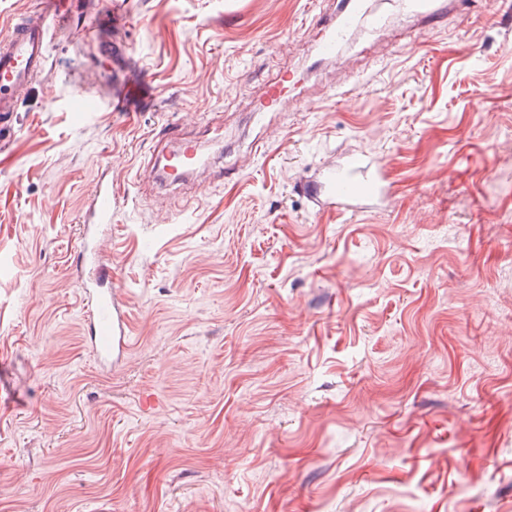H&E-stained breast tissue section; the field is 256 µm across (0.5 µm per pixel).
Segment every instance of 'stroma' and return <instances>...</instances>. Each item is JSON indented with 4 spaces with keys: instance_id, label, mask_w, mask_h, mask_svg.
Returning <instances> with one entry per match:
<instances>
[{
    "instance_id": "1",
    "label": "stroma",
    "mask_w": 512,
    "mask_h": 512,
    "mask_svg": "<svg viewBox=\"0 0 512 512\" xmlns=\"http://www.w3.org/2000/svg\"><path fill=\"white\" fill-rule=\"evenodd\" d=\"M369 2L330 63L335 0H126V73L54 32L0 147V512H512V0ZM127 74L139 103L68 108ZM171 127L208 162L164 184ZM351 155L384 192L313 206ZM101 180L109 368L76 249ZM80 238L81 260L93 265L82 293L85 306L83 323L87 349L100 367L118 362L129 348L128 319L119 300L118 289H112V267L98 259L97 234L101 224H112V185L98 182L83 221Z\"/></svg>"
}]
</instances>
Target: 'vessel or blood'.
Here are the masks:
<instances>
[{
	"label": "vessel or blood",
	"instance_id": "vessel-or-blood-1",
	"mask_svg": "<svg viewBox=\"0 0 512 512\" xmlns=\"http://www.w3.org/2000/svg\"><path fill=\"white\" fill-rule=\"evenodd\" d=\"M78 0H46L37 14L15 18L7 36L0 38V139L13 131L18 103L14 96L17 86L32 82L45 74L48 63L50 34L60 23L69 22L73 32L83 41L98 40V26L77 21ZM365 12V0H344L331 35L317 46V55L326 60L333 57L352 27L358 26ZM200 162L195 141L182 139L178 147L163 154L152 172L162 181L185 177ZM360 160H349L344 166L331 170L327 176L328 193L336 202L379 194L384 185L381 179L358 180ZM112 221V186L97 183L83 223L80 254L83 262L92 264L93 272L85 280L82 293L85 306L83 323L87 347L97 365L106 366L121 360L129 348L128 319L119 300L118 289L112 286V268L102 263L97 253V234L101 225Z\"/></svg>",
	"mask_w": 512,
	"mask_h": 512
}]
</instances>
